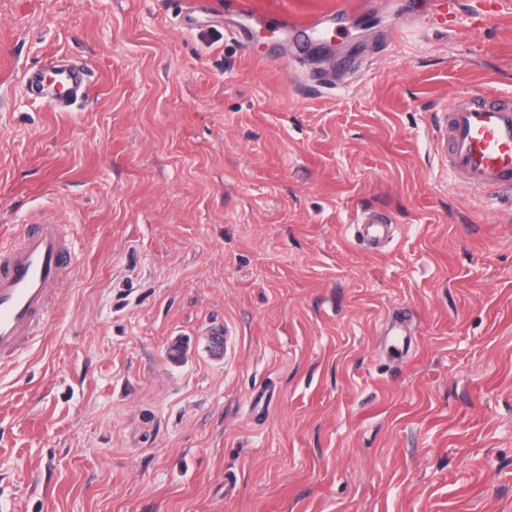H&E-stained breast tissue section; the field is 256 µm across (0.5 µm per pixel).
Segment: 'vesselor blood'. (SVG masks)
<instances>
[{
    "label": "vessel or blood",
    "mask_w": 512,
    "mask_h": 512,
    "mask_svg": "<svg viewBox=\"0 0 512 512\" xmlns=\"http://www.w3.org/2000/svg\"><path fill=\"white\" fill-rule=\"evenodd\" d=\"M233 13L235 34L249 44L259 22L248 0H184V23L203 13ZM351 9L339 5L308 18L278 16L275 30L285 41L300 46L325 45L336 30L346 27ZM28 91L53 110L64 112L70 99L86 95L91 69L81 61L48 58L25 75ZM442 165L451 176L464 179L479 196L512 194V98L485 91L459 92L439 116ZM363 243L377 246L391 232L387 219L366 215L359 220ZM76 254L56 213L42 215L22 226L18 235L0 246V361L13 358L39 336L52 313Z\"/></svg>",
    "instance_id": "vessel-or-blood-1"
}]
</instances>
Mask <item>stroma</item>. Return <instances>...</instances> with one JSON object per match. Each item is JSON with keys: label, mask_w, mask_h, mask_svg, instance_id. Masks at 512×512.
Returning a JSON list of instances; mask_svg holds the SVG:
<instances>
[{"label": "stroma", "mask_w": 512, "mask_h": 512, "mask_svg": "<svg viewBox=\"0 0 512 512\" xmlns=\"http://www.w3.org/2000/svg\"><path fill=\"white\" fill-rule=\"evenodd\" d=\"M367 3L303 67L178 0H0V239L53 209L77 255L0 365V512H512V195L433 131L512 96V29ZM50 55L95 75L66 112ZM92 71L82 61L49 57L45 63L29 69L25 75L28 91L45 101L53 110L68 111V101L84 97L92 83ZM364 215L362 218L356 219L354 224H358L360 227L359 235L362 242L375 247L390 236L392 223L380 216Z\"/></svg>", "instance_id": "1"}]
</instances>
